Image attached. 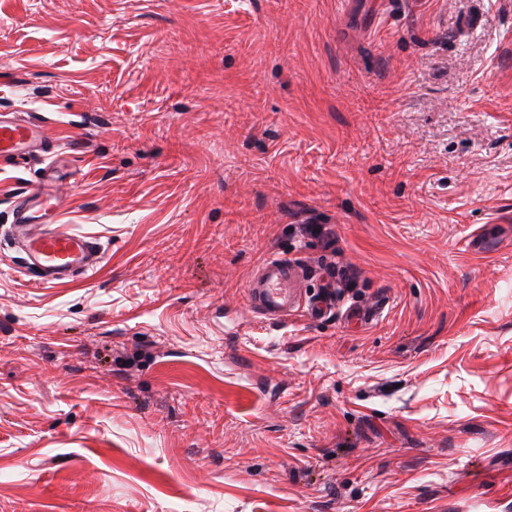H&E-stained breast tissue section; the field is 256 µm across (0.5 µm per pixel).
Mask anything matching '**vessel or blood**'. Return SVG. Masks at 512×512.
<instances>
[{
	"instance_id": "b4317fda",
	"label": "vessel or blood",
	"mask_w": 512,
	"mask_h": 512,
	"mask_svg": "<svg viewBox=\"0 0 512 512\" xmlns=\"http://www.w3.org/2000/svg\"><path fill=\"white\" fill-rule=\"evenodd\" d=\"M44 145L38 121L0 114V161L31 156ZM58 220L56 196L41 188H30L15 204L12 237L39 281L49 285L88 276L102 259L98 242L60 229ZM308 272L299 259L267 256L247 282L248 307L265 319L284 318L300 308L310 317L322 316L335 306L336 295L304 296L300 282Z\"/></svg>"
}]
</instances>
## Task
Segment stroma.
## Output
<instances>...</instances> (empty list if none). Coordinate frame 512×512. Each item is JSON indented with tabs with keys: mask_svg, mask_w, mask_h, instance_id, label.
Masks as SVG:
<instances>
[{
	"mask_svg": "<svg viewBox=\"0 0 512 512\" xmlns=\"http://www.w3.org/2000/svg\"><path fill=\"white\" fill-rule=\"evenodd\" d=\"M0 111L104 252L0 167V512H512V0H0ZM281 252L377 314L255 321ZM45 142L38 121L0 114V161L29 157L40 151ZM57 198L39 187L16 201L12 237L43 284L60 285L87 277L101 262L100 244L91 238L61 230Z\"/></svg>",
	"mask_w": 512,
	"mask_h": 512,
	"instance_id": "obj_1",
	"label": "stroma"
}]
</instances>
